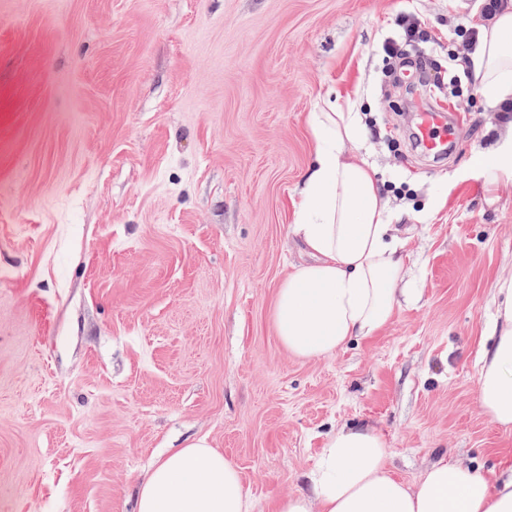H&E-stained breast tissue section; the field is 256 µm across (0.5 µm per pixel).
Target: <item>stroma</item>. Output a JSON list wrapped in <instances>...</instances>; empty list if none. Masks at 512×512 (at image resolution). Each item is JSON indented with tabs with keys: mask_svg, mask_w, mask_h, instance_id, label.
<instances>
[{
	"mask_svg": "<svg viewBox=\"0 0 512 512\" xmlns=\"http://www.w3.org/2000/svg\"><path fill=\"white\" fill-rule=\"evenodd\" d=\"M481 0H0V512H133L167 449L203 439L253 503L307 492L329 433L369 424L416 483L442 459L512 468L478 401L512 277V158L472 165L512 112L420 158L422 103ZM418 17L426 40H401ZM398 42V55L385 53ZM357 100L356 154L384 184L408 285L390 325L335 355L281 344L272 304L309 116Z\"/></svg>",
	"mask_w": 512,
	"mask_h": 512,
	"instance_id": "stroma-1",
	"label": "stroma"
}]
</instances>
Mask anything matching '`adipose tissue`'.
Segmentation results:
<instances>
[{
  "label": "adipose tissue",
  "instance_id": "adipose-tissue-1",
  "mask_svg": "<svg viewBox=\"0 0 512 512\" xmlns=\"http://www.w3.org/2000/svg\"><path fill=\"white\" fill-rule=\"evenodd\" d=\"M472 72L486 108L512 105V0L480 28ZM314 160L299 189L291 231L311 260L280 283L273 320L294 356L335 354L376 336L392 321L407 270L406 239L391 222L373 166L348 151L360 139L353 100L311 113ZM479 361V402L490 420L512 427V278ZM310 493L277 499L273 512H512V476L490 482L465 461L433 463L409 485L388 465L387 444L373 426L329 435L309 474ZM136 512H251L237 466L199 440L157 459L137 493Z\"/></svg>",
  "mask_w": 512,
  "mask_h": 512
}]
</instances>
